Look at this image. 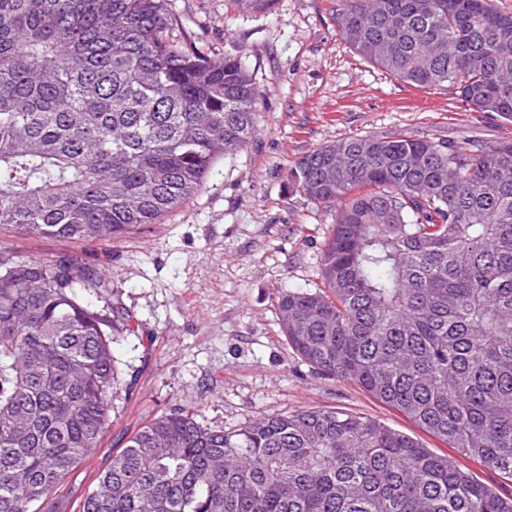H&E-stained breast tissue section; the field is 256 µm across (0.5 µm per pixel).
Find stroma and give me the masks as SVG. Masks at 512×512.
Segmentation results:
<instances>
[{"label":"stroma","mask_w":512,"mask_h":512,"mask_svg":"<svg viewBox=\"0 0 512 512\" xmlns=\"http://www.w3.org/2000/svg\"><path fill=\"white\" fill-rule=\"evenodd\" d=\"M183 37L214 56L241 57L260 89V131L220 157L202 191L177 212L112 243L26 238L0 228V257L82 254L103 266L130 325L112 345L116 381L99 449L62 491L67 507L106 466L112 449L157 416L195 411L231 433L252 420L331 409L379 420L434 453L449 448L356 384L323 375L284 336L280 291L321 288V254L336 211L299 194L292 173L308 152L389 132L494 144L512 122L474 111L456 90L417 89L371 66L342 39L336 0H271L261 12L232 0H171Z\"/></svg>","instance_id":"1"}]
</instances>
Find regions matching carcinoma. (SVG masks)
I'll return each mask as SVG.
<instances>
[{"instance_id":"obj_1","label":"carcinoma","mask_w":512,"mask_h":512,"mask_svg":"<svg viewBox=\"0 0 512 512\" xmlns=\"http://www.w3.org/2000/svg\"><path fill=\"white\" fill-rule=\"evenodd\" d=\"M343 40L415 88L512 121V13L491 0H336ZM169 0H0V226L112 242L204 187L259 132L241 59L177 37ZM295 185L336 207L324 290L277 297L302 359L512 479V140L323 145ZM84 256L0 259V512L59 492L109 426L114 320ZM78 512H512L448 455L331 409L226 433L161 415L112 450Z\"/></svg>"}]
</instances>
